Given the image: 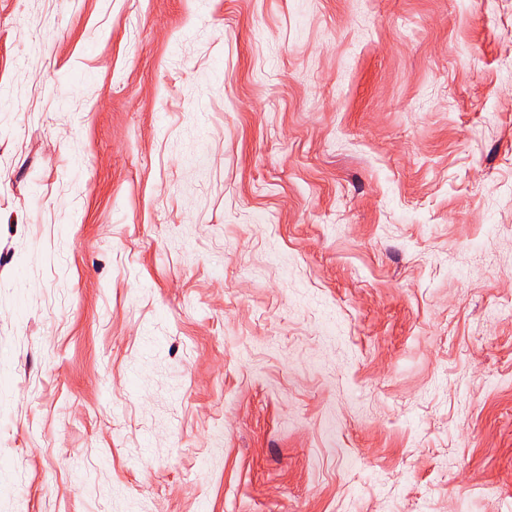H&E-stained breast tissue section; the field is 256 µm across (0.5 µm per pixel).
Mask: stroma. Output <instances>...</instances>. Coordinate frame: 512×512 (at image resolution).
<instances>
[{"label":"stroma","mask_w":512,"mask_h":512,"mask_svg":"<svg viewBox=\"0 0 512 512\" xmlns=\"http://www.w3.org/2000/svg\"><path fill=\"white\" fill-rule=\"evenodd\" d=\"M0 512H512V0H0Z\"/></svg>","instance_id":"1"}]
</instances>
